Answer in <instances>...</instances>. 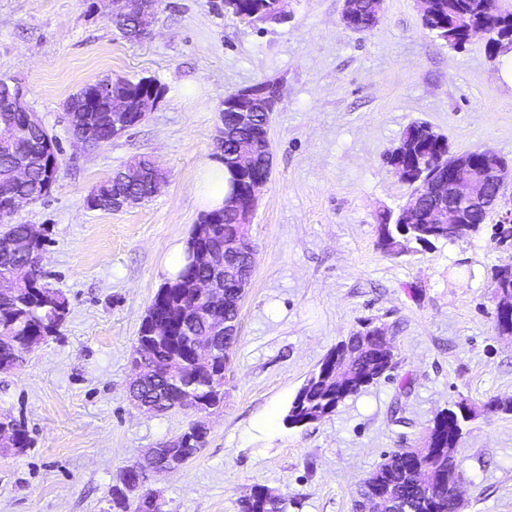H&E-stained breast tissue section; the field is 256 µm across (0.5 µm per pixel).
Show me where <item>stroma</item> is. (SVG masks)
Segmentation results:
<instances>
[{
  "label": "stroma",
  "instance_id": "stroma-1",
  "mask_svg": "<svg viewBox=\"0 0 512 512\" xmlns=\"http://www.w3.org/2000/svg\"><path fill=\"white\" fill-rule=\"evenodd\" d=\"M344 0H287L279 23L247 25L224 0H161L152 36L122 38L92 0H0V75L61 153L49 195L15 224L48 238L46 283L68 301L58 335L21 369L0 373V413L22 422L30 448L0 449V512H136L112 500L125 469L176 439L195 416L154 414L129 398L131 354L165 278L173 242L202 212L195 187L221 161L226 94L271 81L272 172L248 234L256 265L242 302L224 405L205 417L206 443L184 468L147 472L161 512H238L260 484L288 512H353L361 482L400 448H421L452 402L512 401V336L495 329L496 267L512 261L491 227L464 242L393 255L378 217L410 187L385 157L403 131L431 124L451 152L489 148L512 161V56L487 35L456 50L421 25L416 0H384L370 32L345 28ZM112 75L165 88L144 121L110 142L74 139L67 99ZM148 156L164 183L121 211L88 208L93 187ZM394 346L390 378L302 427L283 417L308 375L363 321ZM458 459L460 512H512V414L478 417Z\"/></svg>",
  "mask_w": 512,
  "mask_h": 512
}]
</instances>
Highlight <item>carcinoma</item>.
Returning a JSON list of instances; mask_svg holds the SVG:
<instances>
[{"mask_svg": "<svg viewBox=\"0 0 512 512\" xmlns=\"http://www.w3.org/2000/svg\"><path fill=\"white\" fill-rule=\"evenodd\" d=\"M355 32H370L378 23L376 14L381 12L382 0H353ZM277 0H224V13L244 23L264 22L277 14ZM422 27L461 49L466 43L470 28L479 26L488 32L498 33L501 26L512 19V4L507 0H426L420 7ZM112 24L129 41L139 39L138 22L120 11ZM94 84L107 90L121 92L128 89L137 92L143 88V79L130 80L122 77H103ZM227 140L224 143V173L226 197L244 190L247 173H258L263 163V148L268 146L269 122L267 114L258 115L251 125L238 128L234 125L231 110H224ZM400 143L406 146V165L416 171L408 182L410 196L416 198L422 217L448 207V198L432 194L427 185L437 170L438 160L448 154V142L426 122L410 125ZM59 146L55 138L44 137L37 127L27 128L26 117L21 113L5 112L0 107V195L6 193L31 195L41 200L50 193L56 182ZM27 169V178L18 180L17 165ZM152 169L148 159L141 158L125 166L127 177L124 186L143 199L150 198L156 186L145 181ZM473 224H414L403 237V245L389 250L401 254L412 243L432 241L450 243L466 241L478 234L475 224L486 216L477 211L471 215ZM215 221L214 240L223 244L224 238L240 233L241 224L235 215L223 209L202 215L200 223ZM0 236L15 242L13 250L0 252V277L19 267L32 270L30 279L22 282L12 292L0 293V372H10L25 362L26 356L43 341L38 336L50 337L57 333L62 321L56 319L59 309H68L64 295L49 288L35 267V258L42 242L34 241L26 233L24 224H0ZM256 263L254 245L248 251L225 259L224 266V320L235 326L238 323L241 298L233 288L234 280L251 271ZM188 275V265H183L176 277L166 281L157 291L147 315L142 320L137 341L146 340L165 377L158 381L148 379L140 391L142 400L153 406L156 412L167 411L164 400L176 391L185 390L200 397L208 406H220L224 402V380L230 354L237 336L224 337L225 348L219 349L213 364V373L198 368L192 354L194 337L207 332L205 323L188 327L193 314L189 307L187 291L179 287ZM167 318L174 322L173 335L149 337L148 325L152 318ZM384 336L370 333L368 323L351 331L332 349L336 354V372L325 375L318 369L311 373L291 401L284 421L292 427H301L311 421H320L334 412L347 397L357 394L368 386L389 376L395 366L393 350H384ZM479 413L477 408L462 399L439 412L428 435L436 438L433 454L423 459L418 448H399L391 452L384 463L361 483L359 499L376 510L378 502L397 505V512H455V494L448 482L460 481L457 460L458 442L467 427ZM206 434L190 425L179 440L190 448L176 449L181 461L188 462L203 447ZM239 512H288V499L263 491L255 486L253 494L239 503Z\"/></svg>", "mask_w": 512, "mask_h": 512, "instance_id": "carcinoma-1", "label": "carcinoma"}]
</instances>
